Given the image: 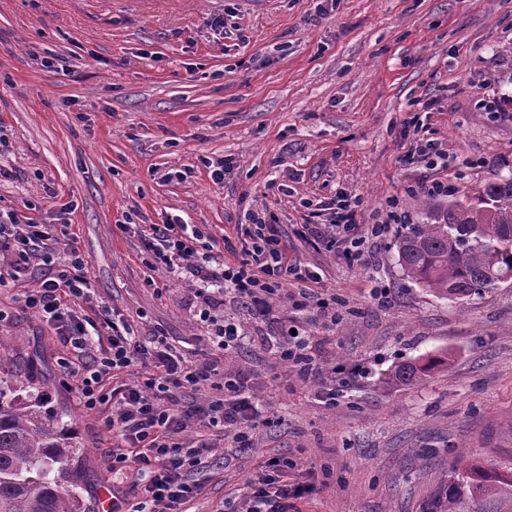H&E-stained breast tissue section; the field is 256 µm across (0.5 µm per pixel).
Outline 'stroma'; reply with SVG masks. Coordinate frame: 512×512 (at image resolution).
<instances>
[{"mask_svg": "<svg viewBox=\"0 0 512 512\" xmlns=\"http://www.w3.org/2000/svg\"><path fill=\"white\" fill-rule=\"evenodd\" d=\"M0 137V210L77 236L91 285L80 318L115 313L200 361L210 320L251 338L217 368L248 376L271 422L214 453L187 512H224L270 455L316 487L296 512H431L452 470L512 467V281L439 299L405 279L393 247L420 222L425 185L449 181L461 201L512 177V0H0ZM422 138L442 151L437 168L413 159ZM343 197L362 224L398 204L399 223L355 262L299 235ZM249 212L273 216L335 315L298 307L288 276L269 317L227 303L202 319L195 277L153 266L141 241L178 216L220 249ZM67 259L56 245L17 277L0 256V369L78 446L93 512L105 490L129 512L140 475L134 462L108 471L111 409L82 405L81 359L24 306ZM287 323L308 335L317 374L280 362L271 339ZM436 352L447 367L388 384Z\"/></svg>", "mask_w": 512, "mask_h": 512, "instance_id": "1", "label": "stroma"}]
</instances>
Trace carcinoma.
I'll list each match as a JSON object with an SVG mask.
<instances>
[{
	"instance_id": "cac0c4a2",
	"label": "carcinoma",
	"mask_w": 512,
	"mask_h": 512,
	"mask_svg": "<svg viewBox=\"0 0 512 512\" xmlns=\"http://www.w3.org/2000/svg\"><path fill=\"white\" fill-rule=\"evenodd\" d=\"M421 210L422 222L405 225L394 243L410 282L459 302L512 279V178L473 201L427 200ZM447 364L448 355L437 352L399 364L390 380L406 385ZM74 452L62 428L0 377V512H91L74 489ZM438 512H512V469L476 463L452 472Z\"/></svg>"
}]
</instances>
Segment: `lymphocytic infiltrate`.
I'll use <instances>...</instances> for the list:
<instances>
[{"label": "lymphocytic infiltrate", "mask_w": 512, "mask_h": 512, "mask_svg": "<svg viewBox=\"0 0 512 512\" xmlns=\"http://www.w3.org/2000/svg\"><path fill=\"white\" fill-rule=\"evenodd\" d=\"M356 215L354 204L343 198L331 219L344 239L343 253L350 261L363 257L366 244L389 231L385 223L358 226ZM202 239L199 229L173 219L149 225L142 235L155 263L175 270L193 267L199 280L196 294L207 306L217 303L210 283L221 281L226 298L264 317L269 315L270 301L285 276L293 274L313 282L319 278L317 272L289 259L276 225L258 215H250L248 223L241 225L239 239H225L227 260L205 253ZM59 241L55 225L33 224L15 213L9 215L7 224L0 225V251L11 253L18 274L28 269L38 249ZM84 268L77 247H70L66 265L45 278L37 291L27 294L24 304L57 325L64 345L86 356L78 385L83 405L93 410L111 404L109 428L122 444L109 454L110 471L122 472L132 458L148 477L142 488L144 499L132 512H180L182 505L202 493L193 474L216 448L212 442H188L186 432L205 421L220 428L232 447L243 448L261 422L260 411L248 397V381L242 376L225 378L222 398L181 406L178 390L212 384L217 372L214 363L199 364L176 355L162 340L153 347L143 345L130 325L108 317L103 318L96 335H89L75 314L76 305L86 300L89 291ZM141 365L150 368V376L132 386L125 384V376ZM288 467V461L280 457L259 463L257 475L244 489L246 512H288L293 501L312 493V485L284 479Z\"/></svg>", "instance_id": "f902f5d3"}]
</instances>
